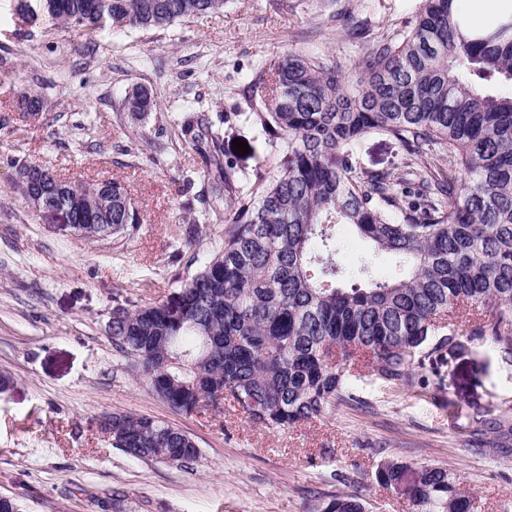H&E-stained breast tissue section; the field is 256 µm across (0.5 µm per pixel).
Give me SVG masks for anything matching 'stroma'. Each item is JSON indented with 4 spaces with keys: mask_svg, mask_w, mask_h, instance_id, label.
<instances>
[{
    "mask_svg": "<svg viewBox=\"0 0 512 512\" xmlns=\"http://www.w3.org/2000/svg\"><path fill=\"white\" fill-rule=\"evenodd\" d=\"M418 0H224L221 8L163 29L105 27L87 39L65 24L27 25L16 0H0V496L21 512H306L339 490L337 475L361 490L368 512H410L380 487L388 460L447 468L475 512H512V456L470 451L456 411L512 404V364L487 344L441 357L423 346L425 373L444 389L394 390L363 376L360 407L336 406L310 424L280 431L248 424L230 406L174 412L146 387L112 344L109 322L125 300L170 297L222 245L218 234L189 243L210 194L201 152L182 143L162 112L131 119L123 102L147 89L174 112L204 111L225 143L247 142L236 161L252 173L269 154L249 118L260 102L241 95L265 59L320 53L353 66L375 39L408 28ZM371 32L349 37V24ZM42 95L45 118L24 117L21 92ZM360 164L405 177L400 145L370 133L355 147ZM75 183L115 179L143 216L125 234L77 236L35 213L11 184L12 160ZM348 270L370 260L380 280L388 258L349 227L336 229ZM148 415L189 434L200 457L182 465L138 460L114 448L93 424L104 412Z\"/></svg>",
    "mask_w": 512,
    "mask_h": 512,
    "instance_id": "35a3bbf8",
    "label": "stroma"
}]
</instances>
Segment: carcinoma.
Returning a JSON list of instances; mask_svg holds the SVG:
<instances>
[{"label":"carcinoma","mask_w":512,"mask_h":512,"mask_svg":"<svg viewBox=\"0 0 512 512\" xmlns=\"http://www.w3.org/2000/svg\"><path fill=\"white\" fill-rule=\"evenodd\" d=\"M223 0H27L34 27L57 20L80 36L114 28L161 29L220 8ZM356 77L323 55L288 52L262 63L246 84L251 113L283 150L244 178L224 154L205 112L170 115L183 141L204 151L224 247L163 302L127 300L112 313V344L172 409L191 414L229 400L253 424L288 429L338 404L361 405L353 382L366 366L393 389L438 387L415 371L417 350L488 339L512 359V17L469 35L452 0H420L409 30L376 41ZM154 99L136 89L134 118ZM378 133L404 149L412 178L358 166L353 148ZM436 143L448 161L422 158ZM72 211L76 235L104 239L141 223L121 183L76 185L60 177L26 192ZM347 224L391 257L387 282L336 265L335 226ZM472 448L508 453L512 417L476 415ZM95 427L141 460L191 462L185 432L130 412ZM377 482L407 494L413 512H472L473 500L443 467L382 463ZM315 512H367L358 492L320 500Z\"/></svg>","instance_id":"1"}]
</instances>
